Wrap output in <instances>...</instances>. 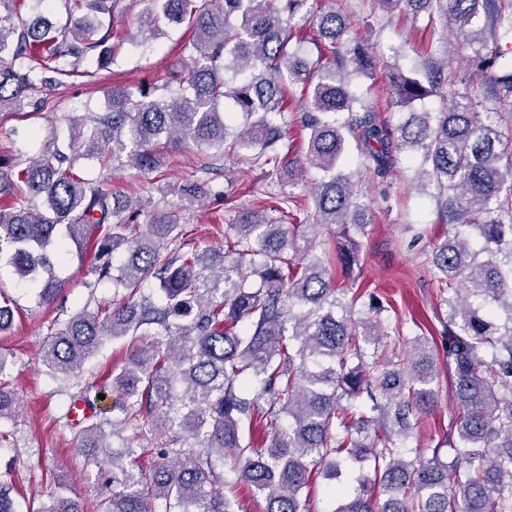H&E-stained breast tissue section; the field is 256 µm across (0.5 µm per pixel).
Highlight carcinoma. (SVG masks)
I'll list each match as a JSON object with an SVG mask.
<instances>
[{
    "label": "carcinoma",
    "instance_id": "1",
    "mask_svg": "<svg viewBox=\"0 0 512 512\" xmlns=\"http://www.w3.org/2000/svg\"><path fill=\"white\" fill-rule=\"evenodd\" d=\"M391 15L439 14L465 44L512 37V0H370ZM308 0H148L135 19L142 36L159 23L189 22L183 53L192 67L170 68L157 87L112 88L104 111L72 121L36 157H0V241L19 280L51 306L64 288L54 259L92 249L96 282L112 284V303L84 307L48 335L43 363L68 379L104 341L142 336L112 391L122 416L89 420L81 448L107 451L98 475L108 492L101 512H236L226 475L264 497V512H310L318 476L332 482V512H512V61L498 68V49L476 53L480 82L450 94L444 112H414V103L453 85L433 63L402 71L362 39L334 7L316 12ZM66 19L41 14L11 23L0 17V103L28 106L36 62L49 83L76 75L95 59L113 63L125 40L111 43L120 0H65ZM309 23L322 49L310 61L288 52L294 21ZM411 109L396 127L351 87L381 68ZM303 84L306 152L280 168L295 185L308 169L317 220L291 228L243 209L224 230V250L188 249L182 212L224 190L178 188L154 211L149 232L136 235L139 209L104 182L86 180L77 159L158 167L160 140L183 142L216 160L265 158L278 166L286 87ZM489 96L505 112H481ZM231 99L248 122L237 128L220 108ZM380 178L398 156L416 163L414 180L434 187L448 234L433 243L431 263L453 290L443 300V336L404 339L405 356L383 352L388 311L374 294L348 296L315 253L317 228L336 227L345 274L360 264L367 205L344 168L347 140ZM247 154H241V151ZM41 200L42 207L32 201ZM13 300L0 292V333L13 325ZM446 368L456 413L443 441L423 456L407 446L434 407L439 365ZM14 393L0 388V420L15 413ZM155 414L160 461L138 464L132 445L110 447L129 417ZM111 431H106V428ZM272 434L244 441V430ZM454 449L448 456L442 448ZM370 464L373 474L363 473ZM358 492L335 483L345 468ZM32 512H81L59 494Z\"/></svg>",
    "mask_w": 512,
    "mask_h": 512
}]
</instances>
